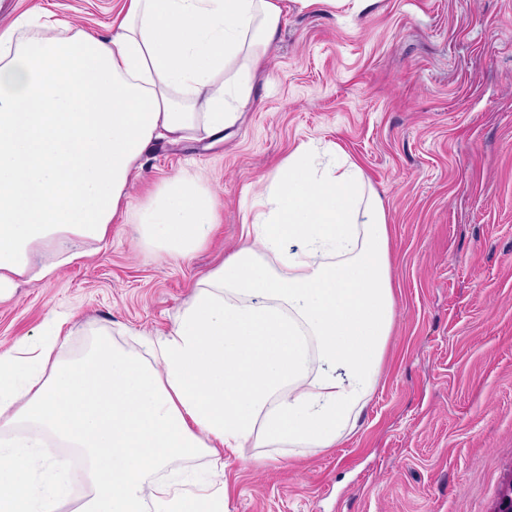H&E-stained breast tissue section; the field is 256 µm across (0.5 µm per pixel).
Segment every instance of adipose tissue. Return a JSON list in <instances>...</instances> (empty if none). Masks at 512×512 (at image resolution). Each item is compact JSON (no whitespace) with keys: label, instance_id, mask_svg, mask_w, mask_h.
I'll list each match as a JSON object with an SVG mask.
<instances>
[{"label":"adipose tissue","instance_id":"obj_1","mask_svg":"<svg viewBox=\"0 0 512 512\" xmlns=\"http://www.w3.org/2000/svg\"><path fill=\"white\" fill-rule=\"evenodd\" d=\"M283 0H122L107 36L53 26L18 41L0 29V292L72 262L61 239L104 240L130 174L156 137L200 139L233 126L267 69ZM311 146L268 177L241 245L193 285L169 335L145 354L93 338L80 357L52 337L0 350V437L33 425L86 459L79 470L0 449V512H225L222 483L154 481L171 463L255 443L336 447L379 385L396 314L390 229L380 194L338 145ZM212 196L175 178L140 213L163 259L202 249ZM56 479L35 499L31 478Z\"/></svg>","mask_w":512,"mask_h":512}]
</instances>
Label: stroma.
Listing matches in <instances>:
<instances>
[{
	"instance_id": "35a3bbf8",
	"label": "stroma",
	"mask_w": 512,
	"mask_h": 512,
	"mask_svg": "<svg viewBox=\"0 0 512 512\" xmlns=\"http://www.w3.org/2000/svg\"><path fill=\"white\" fill-rule=\"evenodd\" d=\"M119 0H0L107 34ZM268 79L237 125L154 140L127 215L48 281L0 293V349L54 328L71 353L94 334L136 348L172 331L192 283L236 249L271 170L302 144L336 143L382 196L396 320L357 429L298 455L225 452L228 512H493L512 478V0H285ZM187 176L209 191L207 247L158 259L134 226Z\"/></svg>"
}]
</instances>
